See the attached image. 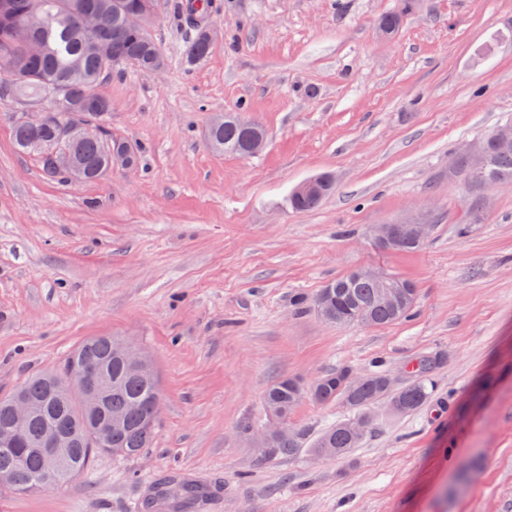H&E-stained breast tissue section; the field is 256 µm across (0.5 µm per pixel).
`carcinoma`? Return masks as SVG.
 <instances>
[{
	"instance_id": "obj_1",
	"label": "carcinoma",
	"mask_w": 512,
	"mask_h": 512,
	"mask_svg": "<svg viewBox=\"0 0 512 512\" xmlns=\"http://www.w3.org/2000/svg\"><path fill=\"white\" fill-rule=\"evenodd\" d=\"M199 4L201 7L197 9L192 0H179L175 6L177 24L186 33L182 52L189 64L204 60L213 50V45L203 36L200 21L203 14L213 9V0H199ZM145 6L146 0H11L9 23L0 26V63L11 62L20 73L13 79L0 77V96L14 98L23 112L51 115L38 129L31 128L20 116L15 118L12 127L16 145L38 155L47 177L66 180L68 174L56 170L53 158L39 151L35 141L57 137L60 127L70 123L105 124L112 104L96 92L98 84L116 70L140 73L155 61L165 60L162 48L151 33L123 24L126 12ZM87 10L104 16L102 45L98 48L92 46L93 36L82 27V17ZM14 26L31 28L40 43L37 54H28L23 45L12 39L10 28ZM239 118L240 114L230 113L226 122L209 128L207 144L218 152L249 155V135ZM482 144L486 150L485 165L475 169L465 161L459 167L466 173L468 184L479 187L487 179L512 182V148L500 149L488 136ZM120 149L130 150L134 165H139L140 148L109 133L100 139L86 138L70 145L71 153L86 173L85 182L106 177L112 171V152ZM334 188L335 182L327 181L318 193L289 197V206L296 211L315 209ZM392 284L407 287L412 293V302L398 309L386 306L380 300L381 284L354 270L327 283L330 297L325 303L318 304L321 296L318 292L309 301L298 298V304L313 309L321 319L338 326H384L407 318L417 299L412 282L394 277ZM72 363L96 365L106 376L110 389L95 424L100 428L111 427L112 456L130 458L150 447L159 426L157 380L129 374L105 339L84 341L68 357L67 364ZM438 364L434 356L420 360L415 377L397 389L380 385L381 370L374 371L369 384L357 387L346 380V368L324 374L305 388L298 386L294 377H282L268 389L264 404L283 411V420H288L295 407L306 398L319 405L339 403L346 408L347 416L316 434L286 423L281 433L257 448V453L264 459L302 455L345 457L365 441L352 433L351 422L364 417L368 419L367 429H372L373 409L383 399L394 403L403 414L421 408L432 396L427 374ZM22 389L36 411L19 430L16 447L0 448V470L12 472L13 491L18 493L31 487L44 462L38 450L43 425L54 421L74 434V442L67 451L73 476L62 479L61 484L65 485L84 472L94 453L102 452L90 446L88 433L82 430V403L77 394L68 391L54 400L48 398L43 377L27 381ZM190 495L192 490L178 482L156 491V498L160 500Z\"/></svg>"
}]
</instances>
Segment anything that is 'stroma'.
Masks as SVG:
<instances>
[{
    "instance_id": "obj_1",
    "label": "stroma",
    "mask_w": 512,
    "mask_h": 512,
    "mask_svg": "<svg viewBox=\"0 0 512 512\" xmlns=\"http://www.w3.org/2000/svg\"><path fill=\"white\" fill-rule=\"evenodd\" d=\"M410 2L396 33L381 15ZM173 0L151 34L158 75L113 73L97 91L137 168L86 183L47 178L16 149L0 97V397L61 371L93 336L151 356L161 425L151 448L102 455L69 485L0 489V512H148L176 478L189 512H512V183L473 215L451 163L512 121V0H218L208 58L188 64ZM243 111L264 149L219 153L204 134ZM332 174L315 210L288 196ZM419 221V249L381 248L382 224ZM375 268L412 281L408 318L339 327L294 306L336 277ZM434 354L430 406L374 410L342 459H261L276 380L381 368L397 386Z\"/></svg>"
}]
</instances>
